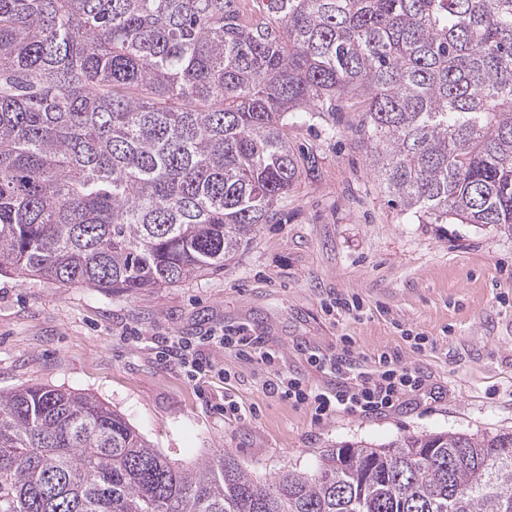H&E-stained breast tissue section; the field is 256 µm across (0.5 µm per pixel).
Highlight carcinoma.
<instances>
[{
    "label": "carcinoma",
    "mask_w": 512,
    "mask_h": 512,
    "mask_svg": "<svg viewBox=\"0 0 512 512\" xmlns=\"http://www.w3.org/2000/svg\"><path fill=\"white\" fill-rule=\"evenodd\" d=\"M352 100L403 211L512 228V0H0V273L222 272L313 168L289 115ZM0 512H512V431L346 443L260 482L35 384L0 393Z\"/></svg>",
    "instance_id": "1"
}]
</instances>
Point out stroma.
Returning a JSON list of instances; mask_svg holds the SVG:
<instances>
[{"instance_id": "stroma-1", "label": "stroma", "mask_w": 512, "mask_h": 512, "mask_svg": "<svg viewBox=\"0 0 512 512\" xmlns=\"http://www.w3.org/2000/svg\"><path fill=\"white\" fill-rule=\"evenodd\" d=\"M353 108L288 121L294 148L317 163L224 272L174 288L106 293L0 275V392L41 384L94 395L152 447L191 466L231 451L260 481L314 469L319 451L406 436L512 430V229L429 224L390 202L355 134ZM360 310L346 312L341 300ZM245 327L274 365L212 347L215 372L190 380L156 358L166 341ZM350 348L387 352L427 392L372 414L314 409L266 388L289 371L329 391L306 361ZM240 414L224 417L225 402Z\"/></svg>"}]
</instances>
